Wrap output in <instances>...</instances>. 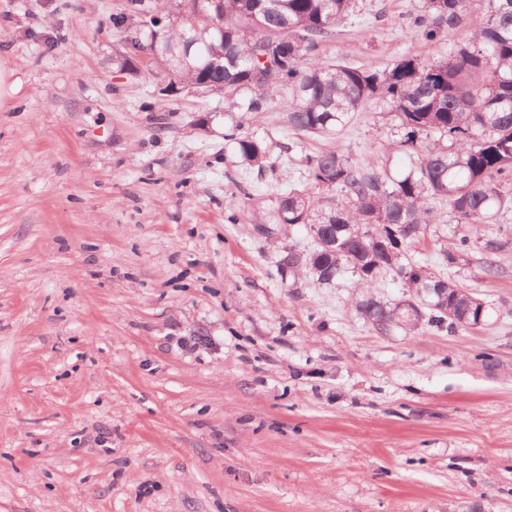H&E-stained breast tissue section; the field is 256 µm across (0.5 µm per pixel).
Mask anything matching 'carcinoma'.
I'll return each mask as SVG.
<instances>
[{
    "label": "carcinoma",
    "instance_id": "obj_1",
    "mask_svg": "<svg viewBox=\"0 0 512 512\" xmlns=\"http://www.w3.org/2000/svg\"><path fill=\"white\" fill-rule=\"evenodd\" d=\"M358 0H224V31L207 15L192 12L195 23H160L149 0H126L112 18L116 28L136 18V38L123 36L115 65L156 51L151 67L179 89L206 81L223 94H247L244 107L260 112L281 87L288 88V127L329 136L349 126L370 103L382 102L401 132L393 149L406 168H361L335 151L307 158L304 175L321 190L341 198L313 218L315 199L291 189L278 197L276 224H305L310 249L290 246L278 267L312 274L330 284L349 272L365 291L356 310L375 330L422 326L450 332L470 328V294L456 283L407 260L411 244L438 223L430 201L448 202L451 221L468 226L455 247L440 252L441 266L469 261L482 242L483 271L496 277L495 256L508 238H485L484 225L505 224L512 214V0H424L410 17L416 36L432 41L445 30L465 31L448 54L430 62L406 54L393 66L352 67L317 60L322 43L357 12ZM170 31L175 54L154 46L155 33ZM280 53L283 64L267 68L262 46ZM242 162L262 171L269 153L253 135H231ZM403 281L413 296L394 304L368 292L378 280Z\"/></svg>",
    "mask_w": 512,
    "mask_h": 512
}]
</instances>
